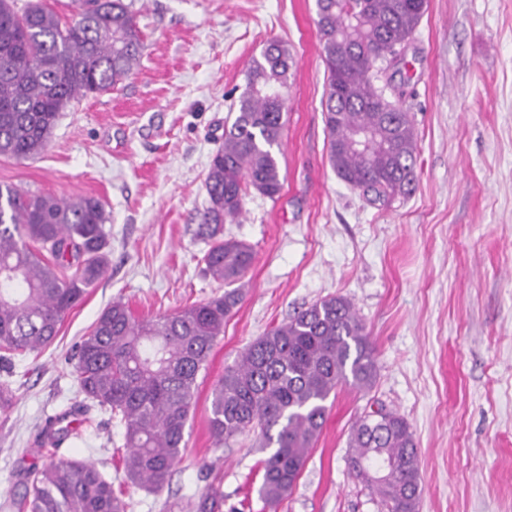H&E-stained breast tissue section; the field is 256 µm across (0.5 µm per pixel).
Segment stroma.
Instances as JSON below:
<instances>
[{
	"label": "stroma",
	"mask_w": 512,
	"mask_h": 512,
	"mask_svg": "<svg viewBox=\"0 0 512 512\" xmlns=\"http://www.w3.org/2000/svg\"><path fill=\"white\" fill-rule=\"evenodd\" d=\"M145 35L136 71L110 91L73 101L44 154L0 156V184L94 197L109 216L110 268L64 317L54 343L0 366L13 406L0 414V512L21 471L42 465L46 417L84 402L70 356L113 300L151 317L223 294L203 276L198 234L210 159L246 63L267 41L291 47L280 153L282 191L249 193L225 237L250 244L243 299L198 377L187 447L158 495L129 486V512H193L221 481L224 506L257 489L260 437L216 447L212 388L247 345L321 299H349L375 347L379 373L362 393L329 398L322 433L276 512H383L350 470L348 435L367 402L413 427L423 484L419 512H512V0H428L408 65L373 77L402 88L420 154L409 195L367 202L328 161L327 74L316 0H132ZM93 422L58 450L120 485L123 428Z\"/></svg>",
	"instance_id": "obj_1"
}]
</instances>
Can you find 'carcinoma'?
<instances>
[{"label": "carcinoma", "instance_id": "1", "mask_svg": "<svg viewBox=\"0 0 512 512\" xmlns=\"http://www.w3.org/2000/svg\"><path fill=\"white\" fill-rule=\"evenodd\" d=\"M327 71L323 101L328 157L337 176L372 201L385 203L417 180L413 117L388 98L370 72L383 69L408 43L427 0H316ZM73 18L37 3L0 0V155L30 161L46 149L60 112L73 100L101 94L139 65L143 34L124 0H70ZM288 44L270 41L244 70L245 88L224 142L205 177L208 206L201 228L214 239L203 273L224 282L220 296L181 311L139 317L116 299L76 345L81 392L124 428V477L148 493L162 492L184 448L201 369L224 323L243 298L233 287L247 272L251 247L219 235L243 212L248 190L273 199L282 189L276 149L285 125ZM371 134L367 151L354 132ZM108 217L92 197L66 200L0 184V363L38 352L56 339L65 315L104 278L109 265ZM374 349L352 303L333 296L301 310L258 337L224 369L212 391L210 432L224 445L253 430L262 451L258 496L276 508L292 491L326 421V401L349 385L373 387ZM352 426L350 467L387 509L418 512L423 493L411 424L384 407ZM63 418L48 420L40 438L48 460L24 476L12 512H128L92 463L57 461L69 437ZM221 483L201 494L195 512H220Z\"/></svg>", "mask_w": 512, "mask_h": 512}]
</instances>
